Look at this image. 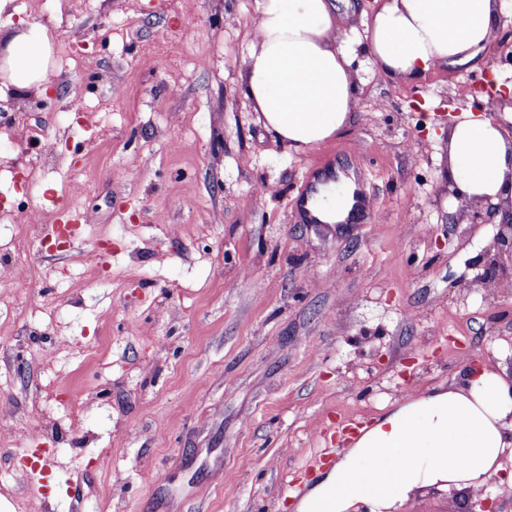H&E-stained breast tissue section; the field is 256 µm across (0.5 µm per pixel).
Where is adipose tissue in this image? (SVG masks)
<instances>
[{
    "label": "adipose tissue",
    "mask_w": 512,
    "mask_h": 512,
    "mask_svg": "<svg viewBox=\"0 0 512 512\" xmlns=\"http://www.w3.org/2000/svg\"><path fill=\"white\" fill-rule=\"evenodd\" d=\"M502 0H381L366 48L385 76L416 83L440 66L472 63L499 27ZM256 22L240 74L259 122L291 153H304L352 124L358 42L338 26L333 0H255ZM53 43L44 27L10 37L0 73L19 90L47 79ZM448 175L472 202L512 203V141L486 117L448 130ZM343 184L320 188L309 207L322 221L347 219ZM512 462V382L486 368L465 381L397 404L349 448L301 500L300 512H398L426 487L479 489Z\"/></svg>",
    "instance_id": "ef3b65f1"
}]
</instances>
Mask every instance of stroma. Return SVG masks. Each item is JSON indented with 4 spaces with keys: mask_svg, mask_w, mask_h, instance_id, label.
I'll return each instance as SVG.
<instances>
[{
    "mask_svg": "<svg viewBox=\"0 0 512 512\" xmlns=\"http://www.w3.org/2000/svg\"><path fill=\"white\" fill-rule=\"evenodd\" d=\"M32 2L0 14V51L33 24L54 43L43 88L0 94V206L42 215L0 223L32 265L0 278L8 512H71L77 481L81 512H296L287 486L341 420L372 423L473 358L512 379V280L470 284L497 223L449 196L447 142L465 110L512 138V94L471 91L512 84V0L479 67L407 83L358 53L359 120L301 154L241 92L254 0ZM336 169L369 210L300 223L299 188ZM68 193L93 222L43 251ZM478 495L429 489L400 512H475Z\"/></svg>",
    "mask_w": 512,
    "mask_h": 512,
    "instance_id": "1",
    "label": "stroma"
}]
</instances>
